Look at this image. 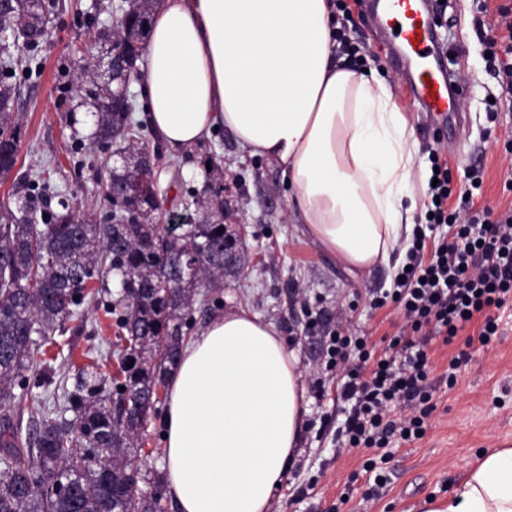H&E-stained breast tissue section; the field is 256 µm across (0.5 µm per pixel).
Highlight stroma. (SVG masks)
<instances>
[{"mask_svg":"<svg viewBox=\"0 0 512 512\" xmlns=\"http://www.w3.org/2000/svg\"><path fill=\"white\" fill-rule=\"evenodd\" d=\"M121 0H56L46 34L36 53L35 68L22 76V96L15 114L20 130L16 167L0 174V217L17 212L35 175L48 179L78 215L104 220L97 179L112 165L109 148L92 146L91 106L77 93L74 78L88 62L98 38L107 36ZM352 13L344 39L364 57L375 76L393 87L394 100L414 130L419 144L417 167L430 169L431 154L446 159L451 188L459 190L467 168L483 169L475 191L476 207L512 206V93L501 91L488 73L485 50L490 32L478 19L494 21L500 11L512 13V0H451L441 39L448 46V66L463 73L468 94L463 100L462 130L432 137L420 123L404 73L378 43L370 0H344ZM146 141L154 155V181L166 223L170 214L188 213L194 222L209 220L245 227L242 248L249 263L243 273L228 275L224 285L203 291L185 326L195 336L210 317L236 303L278 328L288 348L300 358L307 390L305 430L272 512H422L425 499L444 496L463 477L484 449L512 445V303L493 310L498 330L488 345L465 347L462 339L444 344L430 339L428 390L436 405L422 437H393L391 454L363 447L337 449L336 429L344 419L336 398V375L327 367L324 336L336 326L337 310L351 318L355 334L385 349L395 329L385 310H371L373 292L392 288L404 262L389 264L354 279L343 265L303 235L295 224L288 179L274 163L243 153L224 130H215L199 147L175 153L155 132ZM220 164L209 174L208 163ZM201 207H194V200ZM83 328L59 337L48 357L66 386H73L88 356H100L116 370L117 328L103 302L80 306ZM468 359L458 369L450 361L460 351Z\"/></svg>","mask_w":512,"mask_h":512,"instance_id":"1","label":"stroma"}]
</instances>
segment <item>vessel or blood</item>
Here are the masks:
<instances>
[{
  "mask_svg": "<svg viewBox=\"0 0 512 512\" xmlns=\"http://www.w3.org/2000/svg\"><path fill=\"white\" fill-rule=\"evenodd\" d=\"M378 25L399 45L397 57L420 111L431 118L460 122L458 110L448 107L453 89L436 52L437 31L430 0H383Z\"/></svg>",
  "mask_w": 512,
  "mask_h": 512,
  "instance_id": "obj_1",
  "label": "vessel or blood"
}]
</instances>
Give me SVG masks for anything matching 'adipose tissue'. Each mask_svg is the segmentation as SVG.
Wrapping results in <instances>:
<instances>
[{"mask_svg":"<svg viewBox=\"0 0 512 512\" xmlns=\"http://www.w3.org/2000/svg\"><path fill=\"white\" fill-rule=\"evenodd\" d=\"M331 0H156L148 122L173 152L215 129L278 165L296 223L354 278L389 263L417 207L418 144L390 86L336 58ZM165 482L178 512H271L305 428L295 350L237 305L167 377ZM424 512H512V448H488Z\"/></svg>","mask_w":512,"mask_h":512,"instance_id":"obj_1","label":"adipose tissue"}]
</instances>
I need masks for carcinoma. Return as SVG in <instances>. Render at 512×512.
<instances>
[{"instance_id":"obj_1","label":"carcinoma","mask_w":512,"mask_h":512,"mask_svg":"<svg viewBox=\"0 0 512 512\" xmlns=\"http://www.w3.org/2000/svg\"><path fill=\"white\" fill-rule=\"evenodd\" d=\"M53 4L42 0L38 13L28 0H13L12 13L0 20V106L17 100L15 77L23 65L6 43L40 29ZM152 7L153 0L127 4L137 23L116 47L132 64ZM103 107L94 142L147 152L132 117L135 103L127 112L112 111L110 99ZM17 162L14 117L0 112V172ZM144 175V167L125 175L108 170L101 191L111 212L99 224L76 219L64 202L59 211L47 209L44 188L25 197L20 216L0 222V408L14 402L18 387L37 412L25 430L0 419V512H163L164 480L135 467L132 453L186 340L183 327L199 289L220 286L248 258L224 260L219 223L188 224L174 238L168 224L141 223L135 202L113 182ZM110 276L121 291L106 313L125 341L117 376L93 363L73 389L52 388L43 347L66 332L77 308L95 296V283L103 288ZM58 481L69 488H56Z\"/></svg>"}]
</instances>
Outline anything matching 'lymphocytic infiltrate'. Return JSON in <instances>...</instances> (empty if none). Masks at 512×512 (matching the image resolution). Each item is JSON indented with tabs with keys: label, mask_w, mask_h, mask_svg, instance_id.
I'll use <instances>...</instances> for the list:
<instances>
[{
	"label": "lymphocytic infiltrate",
	"mask_w": 512,
	"mask_h": 512,
	"mask_svg": "<svg viewBox=\"0 0 512 512\" xmlns=\"http://www.w3.org/2000/svg\"><path fill=\"white\" fill-rule=\"evenodd\" d=\"M438 182L430 187V214L416 225L406 251V270L397 273L389 298L373 299V308L396 303L403 324L384 353L372 355L367 339L337 324L330 335L328 364L339 373L340 396L351 405L339 429L350 447H384L394 433L420 436L435 409L424 382L429 357L416 336H439L453 343L476 315L485 321L466 344L488 343L496 331L486 309L512 297V208L475 209L473 199L448 206L451 189L447 163H439ZM400 402L412 415L390 420L388 408Z\"/></svg>",
	"instance_id": "f902f5d3"
}]
</instances>
